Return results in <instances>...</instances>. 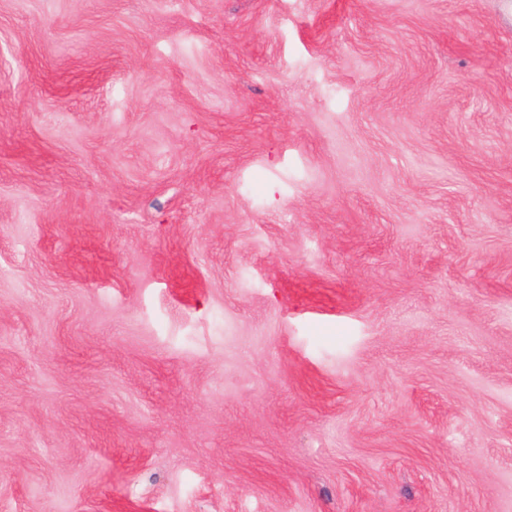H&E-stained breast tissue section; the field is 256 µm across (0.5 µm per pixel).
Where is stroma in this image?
<instances>
[{
	"label": "stroma",
	"mask_w": 512,
	"mask_h": 512,
	"mask_svg": "<svg viewBox=\"0 0 512 512\" xmlns=\"http://www.w3.org/2000/svg\"><path fill=\"white\" fill-rule=\"evenodd\" d=\"M0 512H512V0H0Z\"/></svg>",
	"instance_id": "35a3bbf8"
}]
</instances>
